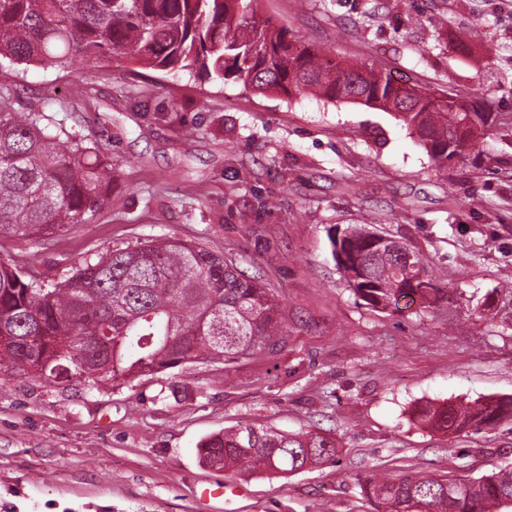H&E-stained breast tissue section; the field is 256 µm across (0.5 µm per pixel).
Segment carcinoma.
Segmentation results:
<instances>
[{"mask_svg":"<svg viewBox=\"0 0 512 512\" xmlns=\"http://www.w3.org/2000/svg\"><path fill=\"white\" fill-rule=\"evenodd\" d=\"M253 0H0V61L67 68L123 54L155 71L241 82L259 93H311L393 112L434 165L467 160L492 112L456 96L417 92L390 73L345 67L295 46L288 28L249 17ZM0 91V235H54L102 209L112 162L41 110L16 109ZM347 287L365 305L399 301L435 309L441 281L423 256L365 225L331 237ZM284 335L271 291L221 255L177 240L116 248L49 283L0 260V374L95 386L212 362L224 366ZM422 424L448 433L512 419V397L424 405ZM321 433L252 426L214 435L201 458L226 471L294 474L335 460ZM372 512H503L512 504V465L478 479L411 474L358 482Z\"/></svg>","mask_w":512,"mask_h":512,"instance_id":"carcinoma-1","label":"carcinoma"}]
</instances>
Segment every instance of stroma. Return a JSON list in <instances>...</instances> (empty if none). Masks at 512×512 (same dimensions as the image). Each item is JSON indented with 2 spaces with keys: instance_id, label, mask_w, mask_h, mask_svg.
<instances>
[{
  "instance_id": "obj_1",
  "label": "stroma",
  "mask_w": 512,
  "mask_h": 512,
  "mask_svg": "<svg viewBox=\"0 0 512 512\" xmlns=\"http://www.w3.org/2000/svg\"><path fill=\"white\" fill-rule=\"evenodd\" d=\"M300 46L390 71L497 114L478 157L436 168L394 113L120 55L68 69L0 66V87L98 142L112 196L46 238L0 235V260L62 281L85 259L154 238L198 244L271 288L285 338L234 365L196 363L130 384L0 380V512H224L200 445L245 426L325 433L336 459L237 474L234 512H369L360 480L477 478L512 462V420L449 434L424 405L512 397V0H254ZM356 224L447 276L436 310L363 305L332 256ZM493 294L484 319L467 309ZM178 394H171V387Z\"/></svg>"
}]
</instances>
